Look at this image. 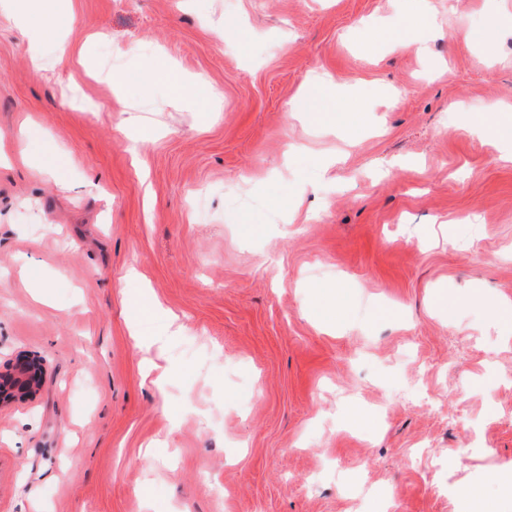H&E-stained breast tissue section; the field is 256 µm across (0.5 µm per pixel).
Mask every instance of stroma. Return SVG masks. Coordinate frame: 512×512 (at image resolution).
I'll use <instances>...</instances> for the list:
<instances>
[{"label": "stroma", "instance_id": "35a3bbf8", "mask_svg": "<svg viewBox=\"0 0 512 512\" xmlns=\"http://www.w3.org/2000/svg\"><path fill=\"white\" fill-rule=\"evenodd\" d=\"M48 10L75 53L42 77L0 0V363L43 372L0 408V512H512V0ZM325 73L359 125L314 121ZM426 23H429V18L425 15L419 17L408 16L397 27L381 30L380 41H385L394 46L410 43L415 30Z\"/></svg>", "mask_w": 512, "mask_h": 512}]
</instances>
